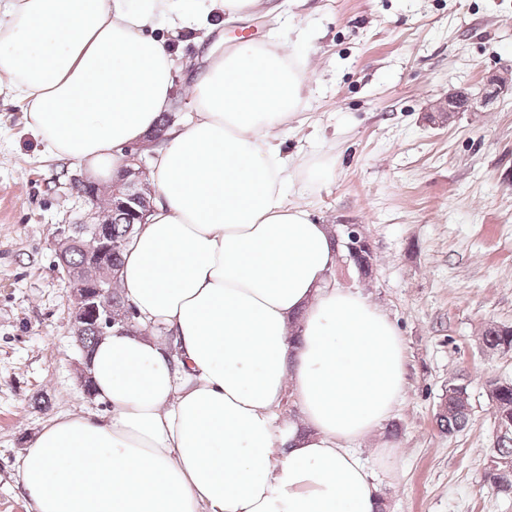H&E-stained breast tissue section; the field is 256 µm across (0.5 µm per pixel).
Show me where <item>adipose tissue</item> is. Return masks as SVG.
I'll return each instance as SVG.
<instances>
[{
	"instance_id": "ef3b65f1",
	"label": "adipose tissue",
	"mask_w": 512,
	"mask_h": 512,
	"mask_svg": "<svg viewBox=\"0 0 512 512\" xmlns=\"http://www.w3.org/2000/svg\"><path fill=\"white\" fill-rule=\"evenodd\" d=\"M262 2L0 0V87L48 154L111 181L172 108L158 27ZM309 65L244 42L193 78L119 274L138 328L106 333L88 365L108 414L40 432L21 464L34 512H375L352 444L392 415L407 358L381 308L331 283L328 225L287 198L332 174L281 149ZM289 400L298 416L279 421Z\"/></svg>"
}]
</instances>
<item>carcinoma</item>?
<instances>
[{"instance_id":"obj_1","label":"carcinoma","mask_w":512,"mask_h":512,"mask_svg":"<svg viewBox=\"0 0 512 512\" xmlns=\"http://www.w3.org/2000/svg\"><path fill=\"white\" fill-rule=\"evenodd\" d=\"M114 189L115 186L111 185L108 191L99 192L96 196L99 220L111 230L112 241L119 243L118 247L112 249L107 266L90 268L89 259L97 249V241L92 233L83 231L81 224L76 225L77 243L62 251L57 259L58 266L64 271L107 280L111 291L112 319L121 323L134 317L132 306L121 294L119 272L123 251L134 236L136 225L130 223L128 213L117 206ZM481 341L489 350L512 353V326L504 324L499 327L492 324L484 329ZM486 383L492 386L486 397L494 409L495 419H505L509 424L505 430L497 429L494 448L489 456L490 464L485 469L484 487L497 496L509 497L512 495V477H504L501 471H512V382L490 377ZM471 414L472 402L467 378L462 374L448 378V387L441 395L436 412L438 426L452 436L465 429Z\"/></svg>"}]
</instances>
